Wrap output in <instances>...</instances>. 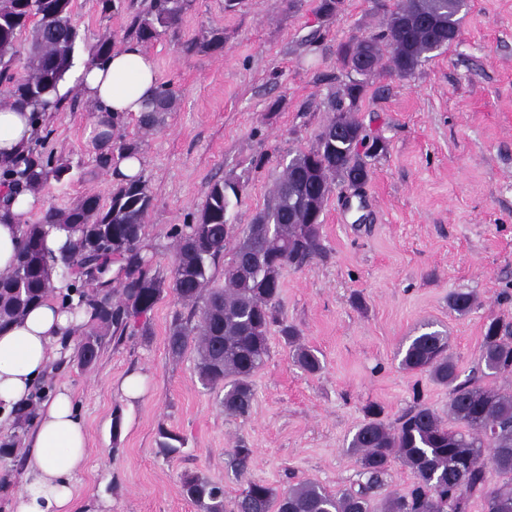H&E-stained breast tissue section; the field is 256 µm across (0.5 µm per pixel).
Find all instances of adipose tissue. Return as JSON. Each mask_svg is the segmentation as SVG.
Listing matches in <instances>:
<instances>
[{"label": "adipose tissue", "instance_id": "obj_1", "mask_svg": "<svg viewBox=\"0 0 512 512\" xmlns=\"http://www.w3.org/2000/svg\"><path fill=\"white\" fill-rule=\"evenodd\" d=\"M72 78L97 106L92 117L97 133L103 132L105 121L113 117L139 116L158 86L153 58L134 41L113 49L106 63L81 67ZM33 131L29 113L0 109V160L27 146ZM36 205L29 194L10 201L15 219L0 223V271L15 260L20 217ZM76 325V319L51 298L0 333L1 405L9 408L27 402L50 366L66 358L60 339ZM24 444L25 465L18 490L8 498L9 512H77L75 478L87 462V432L66 389L56 390L44 400Z\"/></svg>", "mask_w": 512, "mask_h": 512}]
</instances>
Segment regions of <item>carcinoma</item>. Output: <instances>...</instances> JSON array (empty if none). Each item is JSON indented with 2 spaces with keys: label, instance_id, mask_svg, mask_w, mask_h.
I'll use <instances>...</instances> for the list:
<instances>
[{
  "label": "carcinoma",
  "instance_id": "1",
  "mask_svg": "<svg viewBox=\"0 0 512 512\" xmlns=\"http://www.w3.org/2000/svg\"><path fill=\"white\" fill-rule=\"evenodd\" d=\"M193 5L194 0H144L131 17L128 35L150 45L175 31ZM73 6L74 0H0L4 104L29 110L35 124L61 109L57 88L75 66L80 36ZM380 7L386 22L378 32L338 47L343 77L331 94L333 117L314 146L288 160L264 208L250 223H229L232 200L242 191L240 181L213 182L194 222L177 232L173 264L165 275L154 268L160 245L144 235L153 198L142 175L119 183L107 203L86 195L67 208H51L38 223L25 225L13 267L0 273V331L22 321L35 305L58 298L72 314L89 316L69 357L89 368L113 337L130 331L152 335L150 314L170 293L187 313L178 312L172 320L169 351L176 358L189 349L195 352L198 381L203 389L219 394L224 414L250 416L252 376L269 353L273 326L292 348L293 362L310 374L319 372V357L297 344L296 329L279 316L282 272L322 255L321 214L328 196L339 184H364L371 159L386 149L381 136L370 135L356 117L379 62L387 60L391 74L400 79L412 77L430 54L452 42L462 20L458 0H394L391 9L383 3ZM24 34L29 49L22 60L17 45ZM223 47L224 29L211 27L183 50L213 52ZM112 49V37L99 36L86 63L106 62ZM19 66L23 74L18 76ZM175 101L170 85L159 84L138 126L147 131L161 128ZM338 114L345 119L343 133L336 130ZM137 151L138 142L116 140L99 163L115 169ZM68 171L63 163L42 159L31 145L0 162V184L35 194L52 179L62 182ZM53 229L67 233L56 252L46 245ZM225 257L224 285L218 287L213 268ZM475 305L471 292L448 296L449 308L459 315ZM425 328L409 338L401 365L448 388V419L418 401L390 427L380 419L379 406H367L347 446L359 466L358 489L335 492L304 480L276 491L250 481L229 499L223 484L200 473H185L180 478L183 494L200 512H469L474 498L484 501L486 512H512V393L483 383L487 377L512 375V325L498 316L489 319L479 353L485 371L463 382L458 381L448 336L430 323ZM45 394L39 383L29 402L10 410L14 433L0 446V456L22 454V434ZM160 435V447L168 454L184 445L183 437L169 430ZM251 456L243 441L232 452L241 472ZM396 462L410 471L411 485L403 494L383 495L386 476ZM492 472L503 480L491 484Z\"/></svg>",
  "mask_w": 512,
  "mask_h": 512
}]
</instances>
